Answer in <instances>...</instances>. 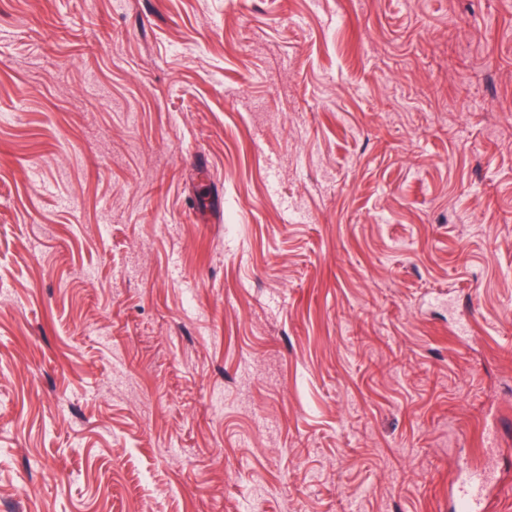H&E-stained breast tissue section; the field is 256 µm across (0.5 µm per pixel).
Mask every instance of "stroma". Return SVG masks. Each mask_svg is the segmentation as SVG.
<instances>
[{"label":"stroma","mask_w":512,"mask_h":512,"mask_svg":"<svg viewBox=\"0 0 512 512\" xmlns=\"http://www.w3.org/2000/svg\"><path fill=\"white\" fill-rule=\"evenodd\" d=\"M483 463L512 512V0H0V512Z\"/></svg>","instance_id":"obj_1"}]
</instances>
